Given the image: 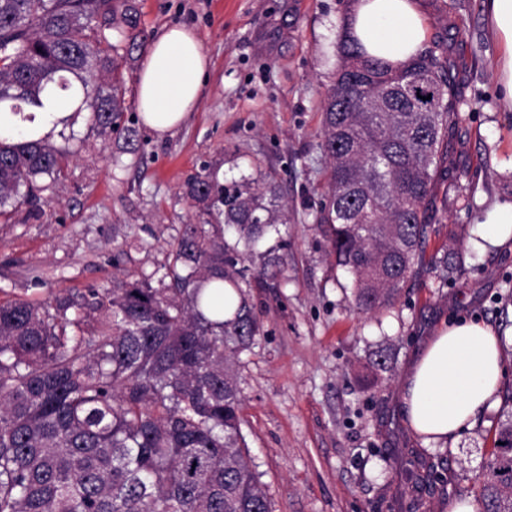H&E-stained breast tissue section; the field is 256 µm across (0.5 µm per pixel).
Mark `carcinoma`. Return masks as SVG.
I'll list each match as a JSON object with an SVG mask.
<instances>
[{
  "mask_svg": "<svg viewBox=\"0 0 512 512\" xmlns=\"http://www.w3.org/2000/svg\"><path fill=\"white\" fill-rule=\"evenodd\" d=\"M138 26L133 0H0V106L28 112L53 85L102 131H121L117 57L145 49ZM337 53L323 110L331 183L314 220L368 312L401 294L448 206L434 188L460 113L441 41L398 69L347 35ZM61 156L45 137L0 139V210L59 175ZM187 195L208 220L187 226L158 286L114 280L80 304L0 301V512H269L243 452L234 365L260 329L242 284L280 274L283 257L256 248L281 235L288 208L258 165L197 175ZM455 269L448 253L433 264L443 283ZM501 398L477 512H512V387Z\"/></svg>",
  "mask_w": 512,
  "mask_h": 512,
  "instance_id": "cac0c4a2",
  "label": "carcinoma"
}]
</instances>
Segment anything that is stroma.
Returning a JSON list of instances; mask_svg holds the SVG:
<instances>
[{
	"label": "stroma",
	"instance_id": "obj_1",
	"mask_svg": "<svg viewBox=\"0 0 512 512\" xmlns=\"http://www.w3.org/2000/svg\"><path fill=\"white\" fill-rule=\"evenodd\" d=\"M352 0H135L147 36L170 25L196 32L210 71L195 112L176 130L142 123L136 88L141 53L120 58L126 121L101 134L88 116L52 136L65 149L59 180H38L32 199L0 216V301L82 299L111 286L114 246L134 278L158 280L198 210L185 183L205 169L272 172L291 222L287 265L275 287L251 299L259 335L237 363L248 458L270 512H448L474 499V478L493 446L492 398L448 443L424 445L402 405L406 375L440 329L465 320L512 336L501 312L512 294V240L477 250L485 217L512 202V107L495 79L499 41L483 0H421L427 41L448 45L462 123L448 135V199L415 281L391 306L353 309L346 277L313 215L330 164L322 103L336 42ZM458 253L462 271L441 283L431 261ZM387 354L393 368L371 365ZM445 470L433 485L413 469Z\"/></svg>",
	"mask_w": 512,
	"mask_h": 512
}]
</instances>
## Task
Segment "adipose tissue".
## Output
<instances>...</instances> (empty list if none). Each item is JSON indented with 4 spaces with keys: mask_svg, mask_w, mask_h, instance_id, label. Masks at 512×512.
Here are the masks:
<instances>
[{
    "mask_svg": "<svg viewBox=\"0 0 512 512\" xmlns=\"http://www.w3.org/2000/svg\"><path fill=\"white\" fill-rule=\"evenodd\" d=\"M502 51L496 79L512 104V0H485ZM348 34L370 57L392 66L408 63L426 38L419 0H354ZM209 59L195 32L183 25L160 31L150 42L139 72L137 101L143 124L158 133L182 125L203 93ZM34 121L0 113V138L31 140L48 135L70 117L74 103L55 87L43 95ZM502 372L497 341L487 326L466 322L441 329L411 367L404 401L413 431L425 442L453 438L491 399Z\"/></svg>",
    "mask_w": 512,
    "mask_h": 512,
    "instance_id": "obj_1",
    "label": "adipose tissue"
}]
</instances>
